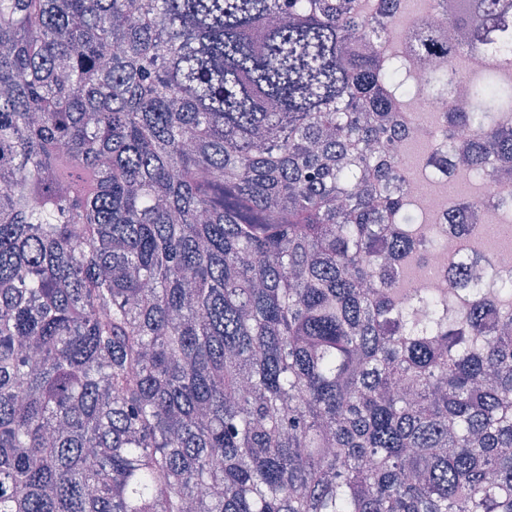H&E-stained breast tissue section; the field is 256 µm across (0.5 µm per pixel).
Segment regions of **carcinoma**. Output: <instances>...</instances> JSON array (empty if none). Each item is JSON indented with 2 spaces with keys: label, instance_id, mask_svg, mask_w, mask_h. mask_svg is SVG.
Instances as JSON below:
<instances>
[{
  "label": "carcinoma",
  "instance_id": "cac0c4a2",
  "mask_svg": "<svg viewBox=\"0 0 512 512\" xmlns=\"http://www.w3.org/2000/svg\"><path fill=\"white\" fill-rule=\"evenodd\" d=\"M402 2L0 0V512H512V282L406 292L391 142L461 84L512 178V0ZM445 102L439 100V98L425 92L421 91L411 97L408 101L407 112H410V115L414 119V122L419 125L420 128H427L426 124L423 122V118L435 112L443 111V104Z\"/></svg>",
  "mask_w": 512,
  "mask_h": 512
}]
</instances>
